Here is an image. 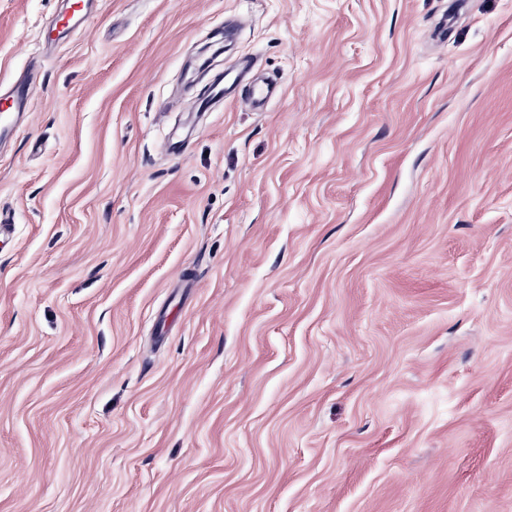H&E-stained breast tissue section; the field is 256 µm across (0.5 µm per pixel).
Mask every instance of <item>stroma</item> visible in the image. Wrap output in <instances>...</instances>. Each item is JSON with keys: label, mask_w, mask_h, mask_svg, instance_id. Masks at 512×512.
<instances>
[{"label": "stroma", "mask_w": 512, "mask_h": 512, "mask_svg": "<svg viewBox=\"0 0 512 512\" xmlns=\"http://www.w3.org/2000/svg\"><path fill=\"white\" fill-rule=\"evenodd\" d=\"M68 5L0 0V512H512V0ZM35 94L30 85L16 86L12 95L0 97V139L16 133V112L25 111L28 101Z\"/></svg>", "instance_id": "obj_1"}]
</instances>
